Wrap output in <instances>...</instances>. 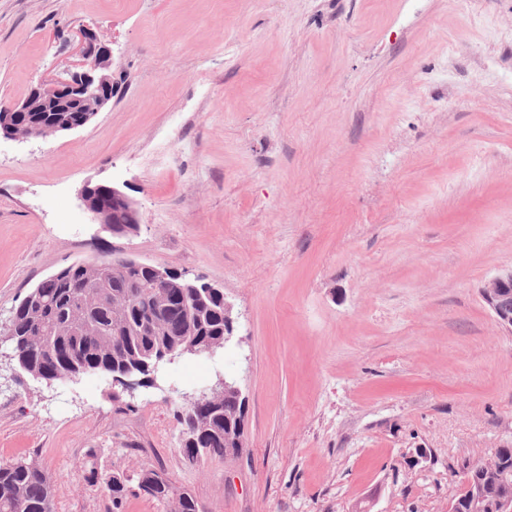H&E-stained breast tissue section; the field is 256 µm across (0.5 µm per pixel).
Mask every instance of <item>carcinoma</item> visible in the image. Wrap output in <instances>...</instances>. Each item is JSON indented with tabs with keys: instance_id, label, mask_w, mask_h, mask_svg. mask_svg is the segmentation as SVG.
Segmentation results:
<instances>
[{
	"instance_id": "carcinoma-1",
	"label": "carcinoma",
	"mask_w": 512,
	"mask_h": 512,
	"mask_svg": "<svg viewBox=\"0 0 512 512\" xmlns=\"http://www.w3.org/2000/svg\"><path fill=\"white\" fill-rule=\"evenodd\" d=\"M123 272L103 274L76 262L42 280L14 309L0 333L14 344L18 366L41 380L75 379L86 374H110L114 369L154 365L162 349L190 351L207 342L224 340V295L197 298L185 281L156 285L153 269L137 259L122 258ZM123 300L121 311L112 299ZM40 325L43 333L33 334ZM197 413L206 427L186 434L183 452L190 459L224 455V443L237 437L236 399L214 406L209 399ZM157 471L128 475L111 473L103 483L120 512L131 484L165 504L167 512H201L198 500L177 492L169 481L154 483ZM0 512H55L50 477L34 461L0 463Z\"/></svg>"
}]
</instances>
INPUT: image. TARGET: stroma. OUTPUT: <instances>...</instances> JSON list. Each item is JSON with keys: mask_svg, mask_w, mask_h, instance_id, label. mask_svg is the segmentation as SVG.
<instances>
[{"mask_svg": "<svg viewBox=\"0 0 512 512\" xmlns=\"http://www.w3.org/2000/svg\"><path fill=\"white\" fill-rule=\"evenodd\" d=\"M112 47L85 127L0 138V323L78 261L133 257L221 288L233 331L154 382L52 383L0 336V462L56 512H112L90 466L162 471L206 512H448L512 448V335L480 289L512 264V0H0V103ZM109 183L140 230L80 200ZM237 456L189 460L179 415L220 379ZM96 189H108L112 193V198L109 197L108 193L105 191L100 192L101 200L106 203V205L111 210V217L114 219V214H112V205L118 209V211H125L121 212L119 215V218H116L118 221H121L122 224H127V226L136 227L137 224H140L139 218L137 219V222L135 224V217L134 214L138 213V210L135 207V204L116 186L114 185H105V184H95L90 185L87 184L83 187L81 191V197L83 200V203L88 210L89 213L92 214L95 220L98 221L99 224H102V226L112 232L113 235L117 236H124L128 235L132 232H128L126 230H121L118 228H115L111 224L112 219L110 217L109 210L104 207L103 205H98L95 201V190ZM133 212V213H129Z\"/></svg>", "mask_w": 512, "mask_h": 512, "instance_id": "1", "label": "stroma"}]
</instances>
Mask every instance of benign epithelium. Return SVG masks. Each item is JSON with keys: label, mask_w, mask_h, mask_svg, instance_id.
Masks as SVG:
<instances>
[{"label": "benign epithelium", "mask_w": 512, "mask_h": 512, "mask_svg": "<svg viewBox=\"0 0 512 512\" xmlns=\"http://www.w3.org/2000/svg\"><path fill=\"white\" fill-rule=\"evenodd\" d=\"M75 56V70L66 72L64 77L39 84L31 89L24 100L1 106L0 112H78L80 117L64 122L50 119L33 130L6 120L0 123V135L13 139L47 138L74 131L86 126L112 100V52L108 45L101 41L94 31L81 29L78 32ZM105 188L112 193L114 207L120 211L138 213L135 204L114 185H85L81 191L83 203L88 212L106 230L114 235L124 236L128 231L112 226L109 210L95 201V190ZM480 294L497 324L512 334V265L501 269L485 282ZM228 394H233L237 398V425L243 429L246 399L239 387L222 380L219 387L212 389L209 397L217 403ZM504 452L505 449L500 448L492 460L474 463L462 473V482L470 491L469 512H508L512 509V499L509 497L499 498L493 504H488L484 485L479 481V475H488L497 470L498 456Z\"/></svg>", "instance_id": "1"}]
</instances>
